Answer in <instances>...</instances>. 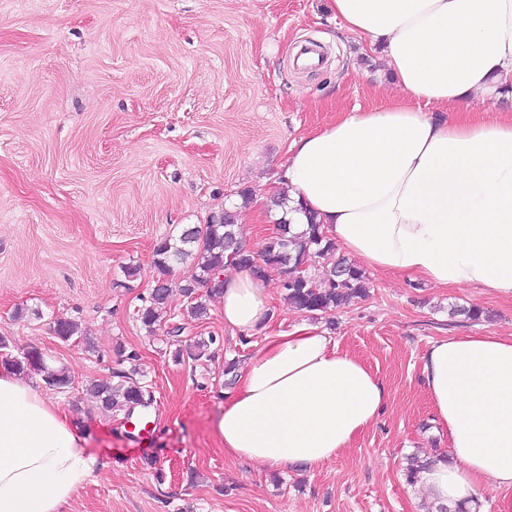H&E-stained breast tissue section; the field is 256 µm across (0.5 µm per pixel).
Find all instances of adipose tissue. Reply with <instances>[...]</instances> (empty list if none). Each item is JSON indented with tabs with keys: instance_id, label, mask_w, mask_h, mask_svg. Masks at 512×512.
I'll return each instance as SVG.
<instances>
[{
	"instance_id": "obj_1",
	"label": "adipose tissue",
	"mask_w": 512,
	"mask_h": 512,
	"mask_svg": "<svg viewBox=\"0 0 512 512\" xmlns=\"http://www.w3.org/2000/svg\"><path fill=\"white\" fill-rule=\"evenodd\" d=\"M348 34L380 48L402 96L381 98L294 141L289 220L314 215L369 268L441 288L512 296V115L474 119L512 97V0H332ZM450 118L429 113V106ZM264 279L224 275L232 333H264ZM421 380L449 455L411 487L433 512H479L485 488L512 512V336H442ZM388 401L358 357L312 326L266 336L216 420L235 459L308 470L339 458ZM97 461L67 412L0 364V512H65Z\"/></svg>"
}]
</instances>
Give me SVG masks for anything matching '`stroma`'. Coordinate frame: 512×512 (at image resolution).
<instances>
[{
    "label": "stroma",
    "instance_id": "35a3bbf8",
    "mask_svg": "<svg viewBox=\"0 0 512 512\" xmlns=\"http://www.w3.org/2000/svg\"><path fill=\"white\" fill-rule=\"evenodd\" d=\"M339 26L329 0H0V337L12 355L41 348L73 379L46 395L98 467L66 512H430L403 468L449 448L420 357L442 336L511 335L512 296L370 269L365 299L306 312L283 299L272 266L266 333L232 335L214 298L188 321L176 289L155 332L136 317L160 238L242 189L269 196L295 139L383 96L378 56ZM315 44L322 64L299 65ZM235 224L255 250L277 228L274 211L250 205ZM58 319L78 322L93 350L59 341ZM303 324L365 361L387 407L316 472L242 464L215 435L234 389L224 363ZM176 325L188 342L215 337L207 358L174 360ZM120 346L138 352L155 397L142 434L96 413L84 389L122 369Z\"/></svg>",
    "mask_w": 512,
    "mask_h": 512
}]
</instances>
